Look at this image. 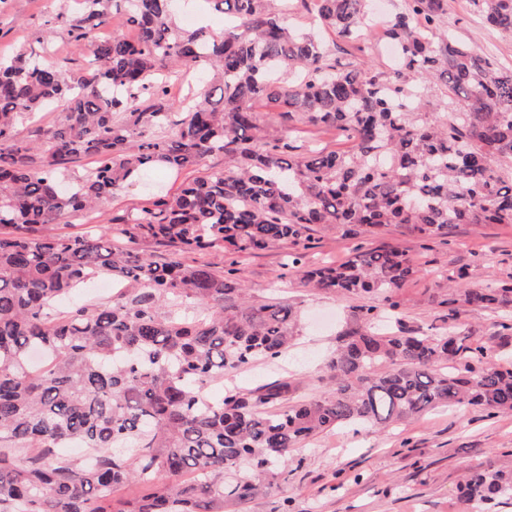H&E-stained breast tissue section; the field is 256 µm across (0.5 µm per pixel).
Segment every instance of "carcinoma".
Returning <instances> with one entry per match:
<instances>
[{"label": "carcinoma", "mask_w": 512, "mask_h": 512, "mask_svg": "<svg viewBox=\"0 0 512 512\" xmlns=\"http://www.w3.org/2000/svg\"><path fill=\"white\" fill-rule=\"evenodd\" d=\"M60 14L89 46L75 77L42 52L0 57V512H224L272 488L297 449L342 426L386 429L441 406L512 416V369L459 330L461 313L500 317L512 339V276L484 287L468 269L438 274L431 301L448 327L405 326L402 290L419 268L389 246L308 267L306 284L346 297L359 326L327 363L328 387L288 398L291 384L254 391L207 386L288 350L292 305L249 295L240 270L136 249L150 239L185 251L246 252L275 242L307 247L313 227L362 236L388 226L421 241L457 224L512 225V68L443 26L448 0H402L384 30L400 70H338L324 40L286 23L288 0H207L224 17L208 36L174 21L176 0H74ZM325 30L373 38L368 0H312ZM488 25L512 33V0H470ZM121 16L133 38L96 32ZM206 73L195 94L171 97L182 69ZM435 81L465 103L427 112ZM55 125L35 141L18 122L46 107ZM267 116L348 134L350 147L303 150L263 135ZM94 165L63 174L79 155ZM210 155L224 168L105 229L63 236L53 226L91 212L156 165L182 170ZM99 276L112 300L57 312L72 289ZM76 441L89 460L57 449ZM35 455L19 467L15 451ZM238 478L224 487V473ZM160 473L170 480L154 484ZM146 486L133 499L125 486ZM463 512L512 503V471L485 464L461 486Z\"/></svg>", "instance_id": "carcinoma-1"}]
</instances>
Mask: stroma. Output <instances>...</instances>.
Listing matches in <instances>:
<instances>
[{"instance_id": "stroma-1", "label": "stroma", "mask_w": 512, "mask_h": 512, "mask_svg": "<svg viewBox=\"0 0 512 512\" xmlns=\"http://www.w3.org/2000/svg\"><path fill=\"white\" fill-rule=\"evenodd\" d=\"M65 0H0V55L26 45L39 48L49 39L52 62L78 72L85 54L76 49L66 23L58 21L69 11ZM444 25L465 44L489 53L502 66L512 67V33L493 29L476 16L469 0H448ZM333 48L338 68L363 63L390 72L396 61L384 37L360 43L323 35ZM268 138L295 145L335 149L337 132L323 131L297 121L277 119L267 124ZM224 158L210 155L195 167L172 176L152 168L135 177L93 214L73 215L56 225L58 234H83L90 226L108 225L124 212L149 206L154 196L174 195L183 183L223 168ZM393 246L405 251L421 267V274L404 290L402 318L420 333H434L446 323L445 311L431 304L436 292L435 270L448 266L469 268L476 284L512 274V226L458 224L447 237L423 242L390 226L377 235L348 237L339 231L315 230L306 251L309 264L342 262L356 248ZM136 247L156 261L173 257L208 262L223 269L235 264L243 273L254 300L284 297L298 311L301 331L293 346L279 360L257 363L236 377L211 386L212 395L225 388H256L277 379H288L291 399L321 392L327 387L324 364L335 350L338 335L357 328L356 300L306 287L288 267L292 244L279 242L267 249L227 257L208 250L184 251L150 240ZM481 463L512 470V417H488L465 410H437L407 427L353 435L350 428L318 436L288 463L286 478L267 494L248 501H228L224 512H450L464 472Z\"/></svg>"}]
</instances>
